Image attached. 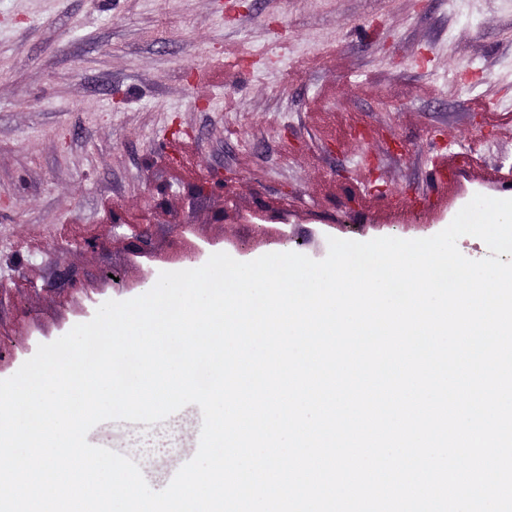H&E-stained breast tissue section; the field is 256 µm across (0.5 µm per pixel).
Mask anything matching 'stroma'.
<instances>
[{
    "label": "stroma",
    "mask_w": 512,
    "mask_h": 512,
    "mask_svg": "<svg viewBox=\"0 0 512 512\" xmlns=\"http://www.w3.org/2000/svg\"><path fill=\"white\" fill-rule=\"evenodd\" d=\"M477 194L512 198V0H0V380L160 272L426 238ZM201 425L87 440L158 491Z\"/></svg>",
    "instance_id": "stroma-1"
}]
</instances>
